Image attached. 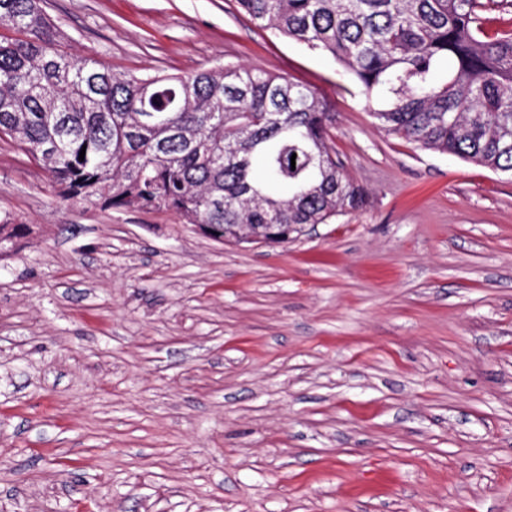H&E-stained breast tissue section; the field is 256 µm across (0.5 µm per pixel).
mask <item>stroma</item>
<instances>
[{"label":"stroma","mask_w":512,"mask_h":512,"mask_svg":"<svg viewBox=\"0 0 512 512\" xmlns=\"http://www.w3.org/2000/svg\"><path fill=\"white\" fill-rule=\"evenodd\" d=\"M75 58L321 94L365 207L285 245L57 196L0 141V512H512V175L387 134L234 0H45Z\"/></svg>","instance_id":"obj_1"}]
</instances>
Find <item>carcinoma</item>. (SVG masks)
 <instances>
[{
  "label": "carcinoma",
  "instance_id": "cac0c4a2",
  "mask_svg": "<svg viewBox=\"0 0 512 512\" xmlns=\"http://www.w3.org/2000/svg\"><path fill=\"white\" fill-rule=\"evenodd\" d=\"M254 24L332 56L382 128L512 172V32L482 0H237ZM328 101L283 76L115 72L61 49L39 0H0V140L63 199L171 211L212 237L286 244L366 203L329 146ZM84 160H79L80 151ZM0 224V243L26 237Z\"/></svg>",
  "mask_w": 512,
  "mask_h": 512
}]
</instances>
